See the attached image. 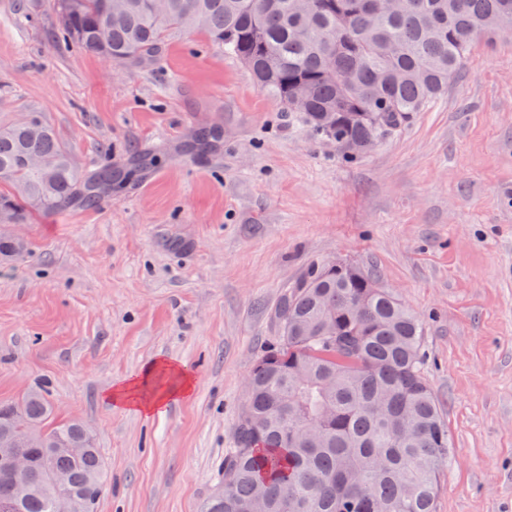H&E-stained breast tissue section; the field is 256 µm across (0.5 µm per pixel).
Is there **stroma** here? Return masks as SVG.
<instances>
[{
    "instance_id": "obj_1",
    "label": "stroma",
    "mask_w": 512,
    "mask_h": 512,
    "mask_svg": "<svg viewBox=\"0 0 512 512\" xmlns=\"http://www.w3.org/2000/svg\"><path fill=\"white\" fill-rule=\"evenodd\" d=\"M55 28L53 0H0V127L40 116L83 172L159 157L97 209L31 213L0 261V403L43 383L56 420L90 427L97 512H201L283 294L337 258L423 323L448 422L435 512H512V35L475 40L447 93L348 162L200 33L112 65ZM210 126L216 151H184ZM157 360L194 377L190 400L105 401Z\"/></svg>"
}]
</instances>
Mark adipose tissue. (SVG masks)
Instances as JSON below:
<instances>
[{"instance_id":"1","label":"adipose tissue","mask_w":512,"mask_h":512,"mask_svg":"<svg viewBox=\"0 0 512 512\" xmlns=\"http://www.w3.org/2000/svg\"><path fill=\"white\" fill-rule=\"evenodd\" d=\"M158 370L172 376L174 385L162 393H150L144 389V381L133 376L115 385L105 395L112 407L143 415L164 414L169 403L191 399L194 394L193 378L177 363L161 361Z\"/></svg>"}]
</instances>
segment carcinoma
<instances>
[{
	"label": "carcinoma",
	"mask_w": 512,
	"mask_h": 512,
	"mask_svg": "<svg viewBox=\"0 0 512 512\" xmlns=\"http://www.w3.org/2000/svg\"><path fill=\"white\" fill-rule=\"evenodd\" d=\"M377 0H54L55 40L118 64L155 57L169 34L198 30L240 60L281 111L357 160L448 88L478 37L512 33V0H410L386 14ZM308 108L289 103L301 90ZM40 165L31 164V159ZM121 173H82L55 132L0 128V213L95 208ZM278 347L255 363L251 392L203 512H434L448 427L423 375L418 318L364 267L313 265L275 311ZM47 390L0 404V428L29 445L28 496L0 471V512H56L44 488L58 474L78 500L101 496L105 468L86 425L56 422ZM79 443L84 451L67 448Z\"/></svg>",
	"instance_id": "cac0c4a2"
}]
</instances>
